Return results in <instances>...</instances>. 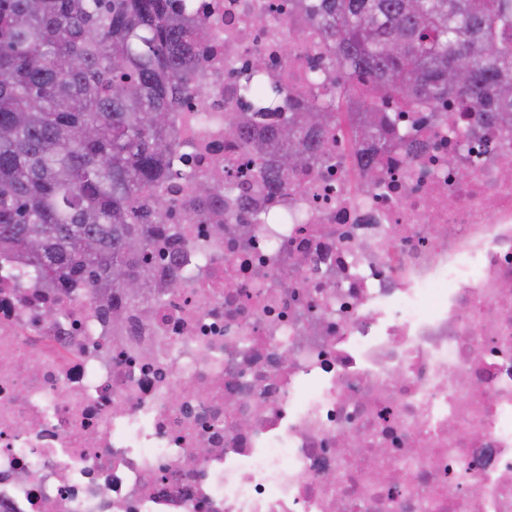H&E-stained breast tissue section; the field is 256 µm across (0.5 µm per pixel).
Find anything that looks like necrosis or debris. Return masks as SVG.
<instances>
[{"label":"necrosis or debris","instance_id":"obj_1","mask_svg":"<svg viewBox=\"0 0 512 512\" xmlns=\"http://www.w3.org/2000/svg\"><path fill=\"white\" fill-rule=\"evenodd\" d=\"M299 4L176 0L210 36L170 148L234 185L168 182L122 323L0 251V512H512V122L453 95L400 113L414 140L374 176L350 110L253 223L224 138L253 56L263 91L336 90Z\"/></svg>","mask_w":512,"mask_h":512}]
</instances>
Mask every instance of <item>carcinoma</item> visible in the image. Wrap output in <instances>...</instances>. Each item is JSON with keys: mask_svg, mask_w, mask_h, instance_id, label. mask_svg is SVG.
I'll list each match as a JSON object with an SVG mask.
<instances>
[{"mask_svg": "<svg viewBox=\"0 0 512 512\" xmlns=\"http://www.w3.org/2000/svg\"><path fill=\"white\" fill-rule=\"evenodd\" d=\"M314 13L335 51L336 104L363 79L366 171L400 133L385 101L415 111L455 94L512 121V0H319ZM208 31L172 0H0L1 251L21 254L43 283H81L89 300L134 299L119 276L149 277L144 220H162L168 178L180 173L204 198L231 188L182 169L168 145L171 99L192 73L185 48ZM460 60L461 86L448 80ZM321 111L304 101L283 112L276 89L254 111L224 115V134L255 156L256 187H287L323 152Z\"/></svg>", "mask_w": 512, "mask_h": 512, "instance_id": "cac0c4a2", "label": "carcinoma"}]
</instances>
